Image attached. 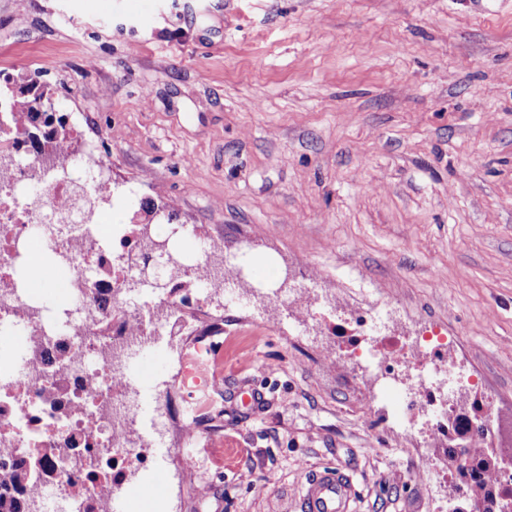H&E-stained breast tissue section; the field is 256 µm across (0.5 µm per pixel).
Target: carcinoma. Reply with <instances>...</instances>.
<instances>
[{
  "label": "carcinoma",
  "mask_w": 512,
  "mask_h": 512,
  "mask_svg": "<svg viewBox=\"0 0 512 512\" xmlns=\"http://www.w3.org/2000/svg\"><path fill=\"white\" fill-rule=\"evenodd\" d=\"M0 96L12 100L21 116L26 118L22 134L32 147L42 152L58 148L66 135L62 123H53L52 114L36 112L37 100L45 93L34 92L27 82L5 80ZM105 324L122 316L120 308L112 303V296L101 294L93 299ZM38 349L37 359L60 370L65 363L61 348H48L42 340L33 339ZM448 462L455 470L454 491L459 493V512H512V475L502 472L500 456L486 429L473 426V420L464 413L448 423ZM40 463L38 457H29L9 467H0V512H27L24 492Z\"/></svg>",
  "instance_id": "1"
}]
</instances>
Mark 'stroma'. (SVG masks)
Segmentation results:
<instances>
[{"mask_svg": "<svg viewBox=\"0 0 512 512\" xmlns=\"http://www.w3.org/2000/svg\"><path fill=\"white\" fill-rule=\"evenodd\" d=\"M2 73L101 141L141 223L176 206L244 248L252 286L262 257L315 281L298 306L326 303L297 341L259 296L208 298L223 371L198 465L156 449L149 472L125 466L128 496L161 477L160 512H301L332 467L352 512H440L445 491L408 478L430 416L399 425L397 393L329 346L390 303L388 330L464 337L458 406L512 411V0H0ZM180 350L164 336L129 358L147 415L205 398L182 392Z\"/></svg>", "mask_w": 512, "mask_h": 512, "instance_id": "obj_1", "label": "stroma"}]
</instances>
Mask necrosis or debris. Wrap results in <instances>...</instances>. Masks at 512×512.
<instances>
[{"mask_svg": "<svg viewBox=\"0 0 512 512\" xmlns=\"http://www.w3.org/2000/svg\"><path fill=\"white\" fill-rule=\"evenodd\" d=\"M139 203L133 189L115 197L100 144L72 151L63 171L56 172L22 136L0 137V334L42 336L69 350L62 372L29 357L0 360V463L53 445L69 451L67 460H44L25 492L30 512H93L102 502L120 508L104 486L115 485L119 465L140 449L163 447L171 429L170 420L160 418L143 427L130 404L131 379L122 357L168 331L190 335L184 308L208 296L220 277L240 275V253L225 250L199 225H183V234L201 243L184 263L195 291L170 303L159 281L172 270L166 254L142 245L133 258L112 259L113 241L126 237L112 213L134 210ZM34 247L72 259L80 285L66 290L65 320L50 319L18 290V260ZM100 291L111 293L125 313L107 330L91 300ZM354 322L377 338L373 347L355 351L364 376L384 392L405 388L406 412L427 411L436 400V379L451 373L447 352L458 337L437 328L408 344L383 333L381 313L360 311ZM403 363L417 372L408 385L395 371ZM58 386L67 390L59 405L41 397V390Z\"/></svg>", "mask_w": 512, "mask_h": 512, "instance_id": "obj_1", "label": "necrosis or debris"}]
</instances>
